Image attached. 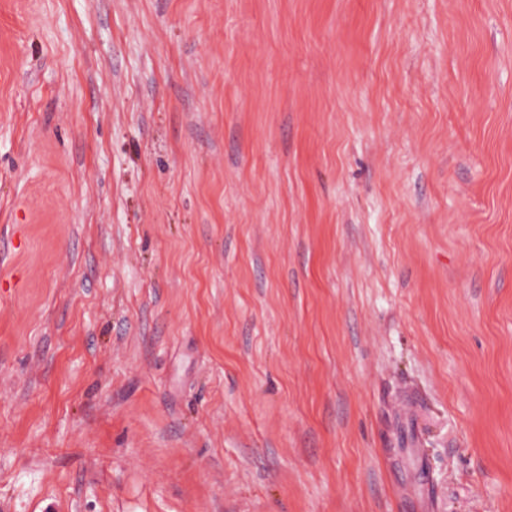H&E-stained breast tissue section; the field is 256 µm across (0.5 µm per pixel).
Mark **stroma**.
I'll use <instances>...</instances> for the list:
<instances>
[{
  "instance_id": "35a3bbf8",
  "label": "stroma",
  "mask_w": 512,
  "mask_h": 512,
  "mask_svg": "<svg viewBox=\"0 0 512 512\" xmlns=\"http://www.w3.org/2000/svg\"><path fill=\"white\" fill-rule=\"evenodd\" d=\"M0 512H512V0H0Z\"/></svg>"
}]
</instances>
